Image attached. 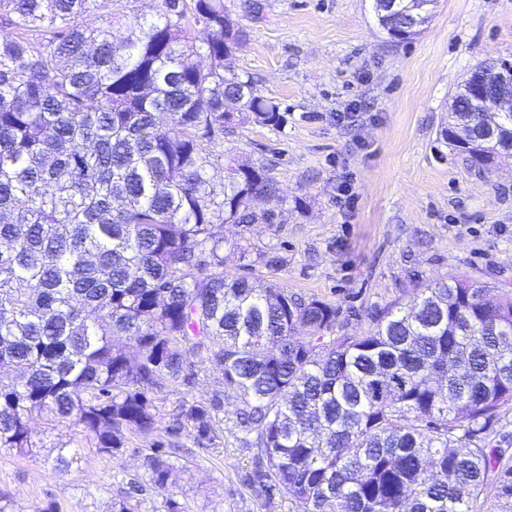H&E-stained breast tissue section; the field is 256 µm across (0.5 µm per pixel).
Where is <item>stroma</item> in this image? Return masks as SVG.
Returning a JSON list of instances; mask_svg holds the SVG:
<instances>
[{"label":"stroma","mask_w":512,"mask_h":512,"mask_svg":"<svg viewBox=\"0 0 512 512\" xmlns=\"http://www.w3.org/2000/svg\"><path fill=\"white\" fill-rule=\"evenodd\" d=\"M224 0L246 38L228 63L275 102L277 126L237 120L223 149L237 164L269 170L276 202L255 200L270 222L228 224L255 261L231 273L262 279L258 257L275 254L279 283L341 308L337 332L367 333L374 308L407 302L415 283L463 275L512 293V162L481 174L439 132L456 87L479 61L512 57V0H438L427 29L392 44L371 0ZM206 383L155 394L156 430L132 436L119 459L81 449L54 473L60 444L78 428L31 423L30 453L0 448V506L6 512H111L139 480L138 512H164L144 456L175 445L168 490L189 512H296L284 496L249 486L255 462L227 398L199 445L181 410L208 404L222 377L205 364ZM177 435H170L172 425Z\"/></svg>","instance_id":"35a3bbf8"}]
</instances>
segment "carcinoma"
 Instances as JSON below:
<instances>
[{
	"label": "carcinoma",
	"instance_id": "carcinoma-1",
	"mask_svg": "<svg viewBox=\"0 0 512 512\" xmlns=\"http://www.w3.org/2000/svg\"><path fill=\"white\" fill-rule=\"evenodd\" d=\"M93 2L0 0V448L26 453L45 416L114 458L156 429L153 396L196 385L207 361L222 378L184 413L197 439L236 398L248 481L298 512H512V295L450 275L336 336V306L225 272L248 254L219 228L279 198L221 150L235 114L281 120L225 72L245 31L224 0L122 5L88 27ZM419 4L378 22L392 42L424 31ZM494 69L470 71L440 131L477 169L512 159V116L487 142L465 92ZM147 466L166 512H185L162 445Z\"/></svg>",
	"mask_w": 512,
	"mask_h": 512
}]
</instances>
